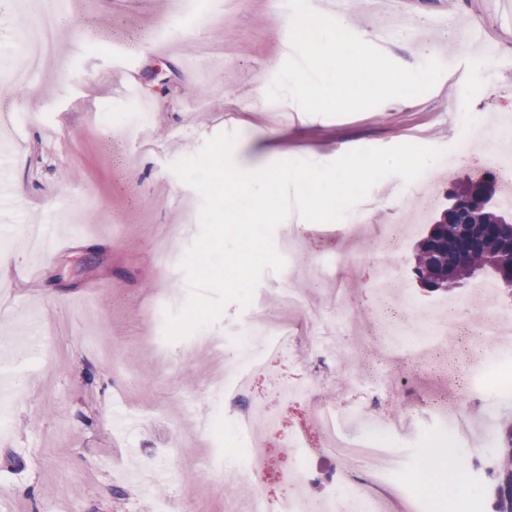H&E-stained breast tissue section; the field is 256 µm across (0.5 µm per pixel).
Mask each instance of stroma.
<instances>
[{"label": "stroma", "instance_id": "1", "mask_svg": "<svg viewBox=\"0 0 512 512\" xmlns=\"http://www.w3.org/2000/svg\"><path fill=\"white\" fill-rule=\"evenodd\" d=\"M193 0H66L56 46L14 98L15 135L0 140V362L23 380L0 422V512H249L263 494L270 512H281L274 472L293 467L295 433L322 437L301 400L279 401L275 386L305 381L338 401L365 402L371 392L361 374L375 363L378 377L393 376L381 353L385 340L368 335L378 297L368 284L373 259L344 268L340 281L306 286L303 276L265 272L259 282L267 308L294 326L296 314L280 312L283 288H304L326 320H340L333 297L345 285L353 300L356 335L342 331L341 355L316 363L292 347L256 375L252 395L275 407L278 427L265 437L263 488L239 478L227 458L242 460L236 427L241 409L228 408L224 375L237 360L229 339L247 314L228 305L208 326L211 345L188 350L187 340L166 341L161 307L171 289L186 291L184 277L158 273L155 243L167 226L198 224L201 198L172 171L221 132L236 134L234 160L245 170L267 154L328 163L345 145L390 147L415 143L442 149L450 179L438 180L434 207L413 225L393 256L406 292L428 307L447 305L454 293H429L410 273L416 242L439 219L452 183L488 169L482 152L488 135L512 152V74L492 56L512 58V16L494 0H407L409 10L441 16L424 31H394L379 41L376 29L386 0L361 9L345 0L352 30L402 66L428 60L429 47L459 54L428 92L389 100L337 117L298 111L278 101L277 111L253 106L292 55L289 15L279 0H216L212 11L187 23ZM36 18L35 0H0V85L21 62L19 31ZM148 108L145 127L130 116ZM413 187L399 178L378 183L368 199L375 224H390L413 208ZM39 224L69 243L54 253L36 284H13L12 274L36 260L27 231ZM335 223L299 222L290 215L275 231L291 236L303 264L327 248L322 235ZM44 339L40 358L28 355L31 322ZM484 343L464 336L431 354L412 382L444 401L459 398L462 381L476 378ZM139 417L138 427L118 430L116 413ZM213 420L201 428L200 418ZM395 451L414 496L427 512H472L487 501L488 485L473 483L463 449H449L437 416H419ZM447 456L462 482L440 495L423 494L417 477L426 461Z\"/></svg>", "mask_w": 512, "mask_h": 512}]
</instances>
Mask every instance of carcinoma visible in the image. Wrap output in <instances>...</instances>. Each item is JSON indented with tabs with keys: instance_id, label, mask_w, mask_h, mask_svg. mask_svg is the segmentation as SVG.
<instances>
[{
	"instance_id": "1",
	"label": "carcinoma",
	"mask_w": 512,
	"mask_h": 512,
	"mask_svg": "<svg viewBox=\"0 0 512 512\" xmlns=\"http://www.w3.org/2000/svg\"><path fill=\"white\" fill-rule=\"evenodd\" d=\"M495 177L469 179L448 191L457 215L438 220L414 252V279L448 292L480 272H491L512 298V208L484 197ZM491 481L490 512H512V421L500 425Z\"/></svg>"
}]
</instances>
